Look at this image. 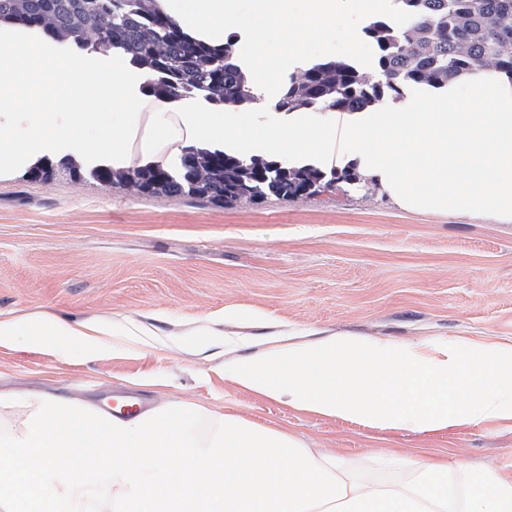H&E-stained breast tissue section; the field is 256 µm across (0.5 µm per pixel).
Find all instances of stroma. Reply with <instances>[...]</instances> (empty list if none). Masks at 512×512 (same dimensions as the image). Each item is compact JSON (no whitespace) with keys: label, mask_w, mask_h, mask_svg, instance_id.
<instances>
[{"label":"stroma","mask_w":512,"mask_h":512,"mask_svg":"<svg viewBox=\"0 0 512 512\" xmlns=\"http://www.w3.org/2000/svg\"><path fill=\"white\" fill-rule=\"evenodd\" d=\"M104 320L90 359L18 337L0 388L45 385L111 407L200 405L365 458L440 456L512 474V422L419 436L296 411L238 390L223 366L312 332L439 346L512 338V223L408 211L384 191L219 206L97 180L0 172V315Z\"/></svg>","instance_id":"1"}]
</instances>
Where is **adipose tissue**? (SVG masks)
Segmentation results:
<instances>
[{
    "instance_id": "ef3b65f1",
    "label": "adipose tissue",
    "mask_w": 512,
    "mask_h": 512,
    "mask_svg": "<svg viewBox=\"0 0 512 512\" xmlns=\"http://www.w3.org/2000/svg\"><path fill=\"white\" fill-rule=\"evenodd\" d=\"M123 58L63 56L51 38L0 23V170L23 168L34 151L106 156L113 164L158 163L188 144L239 155L283 157L326 167L350 145L360 171L406 209L468 212L512 223V81L483 72L418 92L388 112L255 113L139 111ZM58 74L69 111H14L9 86L37 88ZM131 104L115 113L114 101ZM108 324L57 316L0 321V345L16 337L61 342L92 356ZM240 389L333 421L416 434L447 432L488 418L512 420V341L428 348L339 334L237 358L227 370Z\"/></svg>"
}]
</instances>
